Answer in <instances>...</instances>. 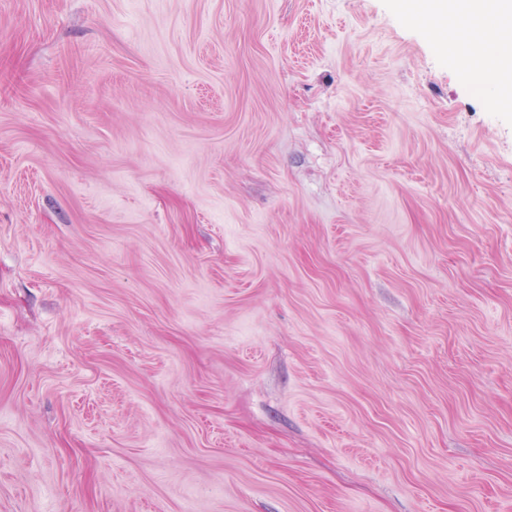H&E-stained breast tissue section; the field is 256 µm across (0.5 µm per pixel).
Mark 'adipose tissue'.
Returning a JSON list of instances; mask_svg holds the SVG:
<instances>
[{
    "label": "adipose tissue",
    "instance_id": "ef3b65f1",
    "mask_svg": "<svg viewBox=\"0 0 512 512\" xmlns=\"http://www.w3.org/2000/svg\"><path fill=\"white\" fill-rule=\"evenodd\" d=\"M413 15L436 21L446 47L497 87L512 106V0H409Z\"/></svg>",
    "mask_w": 512,
    "mask_h": 512
}]
</instances>
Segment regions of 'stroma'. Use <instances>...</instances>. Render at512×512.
I'll use <instances>...</instances> for the list:
<instances>
[{"label":"stroma","instance_id":"stroma-1","mask_svg":"<svg viewBox=\"0 0 512 512\" xmlns=\"http://www.w3.org/2000/svg\"><path fill=\"white\" fill-rule=\"evenodd\" d=\"M405 0H0V512H512V110Z\"/></svg>","mask_w":512,"mask_h":512}]
</instances>
